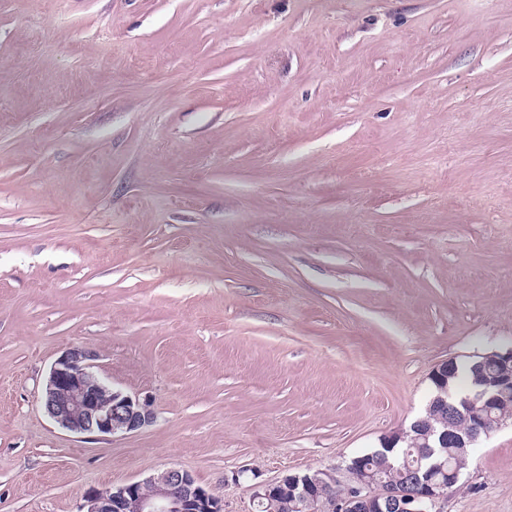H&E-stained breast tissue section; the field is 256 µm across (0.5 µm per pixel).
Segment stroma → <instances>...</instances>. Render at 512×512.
Listing matches in <instances>:
<instances>
[{"mask_svg":"<svg viewBox=\"0 0 512 512\" xmlns=\"http://www.w3.org/2000/svg\"><path fill=\"white\" fill-rule=\"evenodd\" d=\"M512 343V0H0V512H224ZM73 345L155 421L59 429ZM441 512H512V427ZM483 355H473L467 359L456 362L453 359L442 362L436 366L431 373V381L435 384L439 394L435 397L444 408H448V420L455 419L456 415L461 411V405L465 400V396H452L448 392V386L453 387L455 384L462 383L463 378L469 373L470 368L483 360ZM459 369V377H448L450 375L457 376ZM443 394L445 396H443ZM448 398L450 400H448ZM443 408V409H444ZM453 417V418H452ZM79 512H224V501L201 487L189 472L171 467L143 481L98 489Z\"/></svg>","mask_w":512,"mask_h":512,"instance_id":"35a3bbf8","label":"stroma"}]
</instances>
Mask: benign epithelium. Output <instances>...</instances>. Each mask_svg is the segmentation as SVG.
Here are the masks:
<instances>
[{
    "mask_svg": "<svg viewBox=\"0 0 512 512\" xmlns=\"http://www.w3.org/2000/svg\"><path fill=\"white\" fill-rule=\"evenodd\" d=\"M96 360L94 352L74 346L54 361L42 399L47 416L70 433L88 436H123L151 425L152 400L113 389L94 371ZM457 374L452 359L431 373L438 390L436 400L448 408L450 418L456 417L465 400L448 392V377ZM468 384L479 396L481 408L471 413L467 438L446 430L438 434L443 448L450 444L465 448L508 424L495 410L506 396H512V345L486 354ZM278 494L288 496L299 512H438L440 499L432 484L410 492L397 482L365 479L350 462L319 469L311 477L294 474L254 486L253 497L261 507ZM79 512H224V500L211 495L189 472L171 467L139 482L98 489Z\"/></svg>",
    "mask_w": 512,
    "mask_h": 512,
    "instance_id": "obj_1",
    "label": "benign epithelium"
}]
</instances>
